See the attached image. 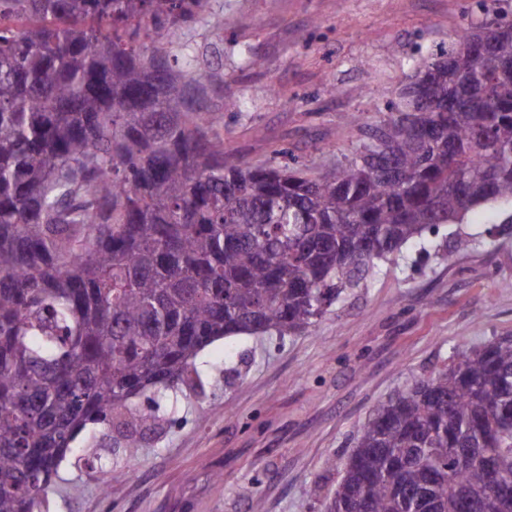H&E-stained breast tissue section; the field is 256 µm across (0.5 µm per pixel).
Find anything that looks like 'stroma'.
Wrapping results in <instances>:
<instances>
[{"label":"stroma","instance_id":"35a3bbf8","mask_svg":"<svg viewBox=\"0 0 512 512\" xmlns=\"http://www.w3.org/2000/svg\"><path fill=\"white\" fill-rule=\"evenodd\" d=\"M472 0H207L192 34L224 84V150L311 170L355 157L418 61L467 24ZM360 117L352 124L350 114ZM472 240L454 250L457 238ZM512 335V204L476 210L379 263L308 330L229 336L195 360L198 390L161 406L129 454L115 431L77 436L48 512H322L376 407L461 348ZM125 473L104 493L86 460Z\"/></svg>","mask_w":512,"mask_h":512}]
</instances>
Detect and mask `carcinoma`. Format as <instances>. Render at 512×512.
<instances>
[{
	"label": "carcinoma",
	"instance_id": "carcinoma-1",
	"mask_svg": "<svg viewBox=\"0 0 512 512\" xmlns=\"http://www.w3.org/2000/svg\"><path fill=\"white\" fill-rule=\"evenodd\" d=\"M347 164L224 155L183 39L206 0H0V512L89 424L156 419L212 342L303 332L377 262L512 203V12L486 0ZM324 512H512V338L358 429Z\"/></svg>",
	"mask_w": 512,
	"mask_h": 512
}]
</instances>
